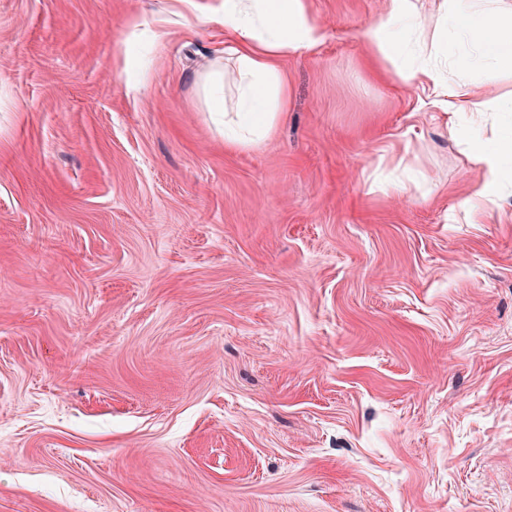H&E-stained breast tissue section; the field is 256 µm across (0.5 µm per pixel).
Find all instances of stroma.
<instances>
[{"label": "stroma", "mask_w": 512, "mask_h": 512, "mask_svg": "<svg viewBox=\"0 0 512 512\" xmlns=\"http://www.w3.org/2000/svg\"><path fill=\"white\" fill-rule=\"evenodd\" d=\"M224 0H0V512H512V190L308 0L225 148Z\"/></svg>", "instance_id": "35a3bbf8"}]
</instances>
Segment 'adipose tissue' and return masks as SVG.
Masks as SVG:
<instances>
[{"mask_svg":"<svg viewBox=\"0 0 512 512\" xmlns=\"http://www.w3.org/2000/svg\"><path fill=\"white\" fill-rule=\"evenodd\" d=\"M224 28L233 42L236 112H227L224 70L205 84L209 112L224 126L225 144L265 140L284 111L287 86L282 60L311 55L325 39L307 0H224ZM362 41L372 60L391 63L396 77L416 85L435 105L453 112H512V98L488 94L490 76L512 71V0H441L433 24L424 23L418 0H386L384 15L370 21ZM480 178L462 201L465 213L495 206L512 187V131L491 143L470 145Z\"/></svg>","mask_w":512,"mask_h":512,"instance_id":"obj_1","label":"adipose tissue"}]
</instances>
